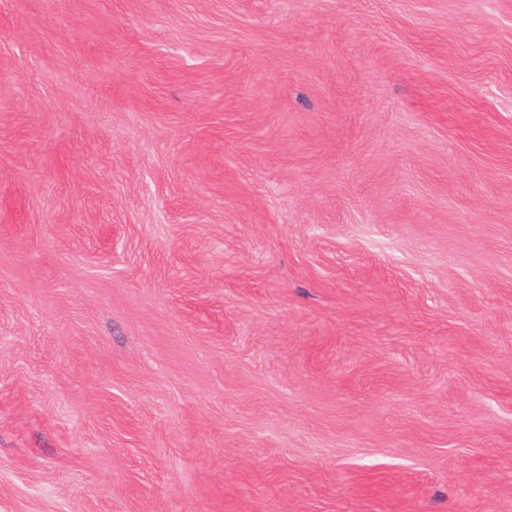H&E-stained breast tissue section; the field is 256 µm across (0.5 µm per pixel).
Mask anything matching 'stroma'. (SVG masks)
<instances>
[{
  "label": "stroma",
  "mask_w": 512,
  "mask_h": 512,
  "mask_svg": "<svg viewBox=\"0 0 512 512\" xmlns=\"http://www.w3.org/2000/svg\"><path fill=\"white\" fill-rule=\"evenodd\" d=\"M0 512H512V0H0Z\"/></svg>",
  "instance_id": "obj_1"
}]
</instances>
